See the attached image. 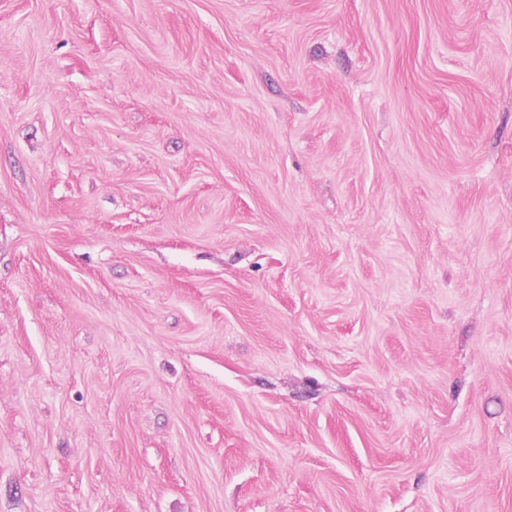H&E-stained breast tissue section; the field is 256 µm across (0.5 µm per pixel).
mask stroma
<instances>
[{"label":"stroma","mask_w":512,"mask_h":512,"mask_svg":"<svg viewBox=\"0 0 512 512\" xmlns=\"http://www.w3.org/2000/svg\"><path fill=\"white\" fill-rule=\"evenodd\" d=\"M0 512H512V0H0Z\"/></svg>","instance_id":"obj_1"}]
</instances>
